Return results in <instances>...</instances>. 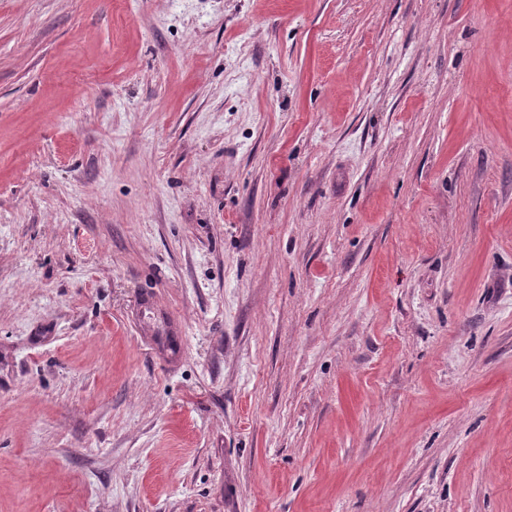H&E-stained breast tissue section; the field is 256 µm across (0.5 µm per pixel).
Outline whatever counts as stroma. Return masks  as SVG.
<instances>
[{
  "label": "stroma",
  "instance_id": "obj_1",
  "mask_svg": "<svg viewBox=\"0 0 512 512\" xmlns=\"http://www.w3.org/2000/svg\"><path fill=\"white\" fill-rule=\"evenodd\" d=\"M0 512H512V0H0Z\"/></svg>",
  "mask_w": 512,
  "mask_h": 512
}]
</instances>
